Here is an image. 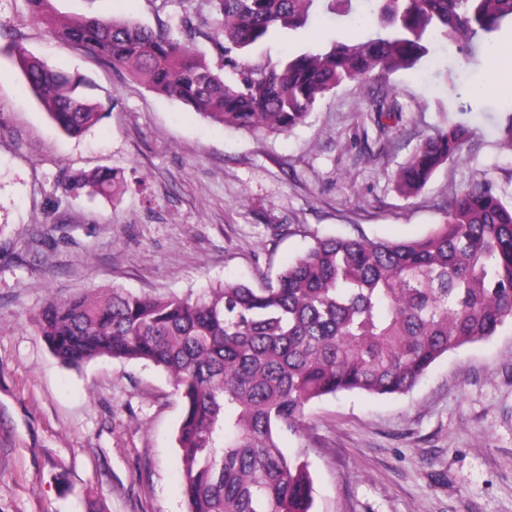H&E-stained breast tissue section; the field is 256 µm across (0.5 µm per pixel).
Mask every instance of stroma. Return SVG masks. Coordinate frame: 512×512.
<instances>
[{"mask_svg":"<svg viewBox=\"0 0 512 512\" xmlns=\"http://www.w3.org/2000/svg\"><path fill=\"white\" fill-rule=\"evenodd\" d=\"M54 6L63 18L174 33L184 16L211 18L207 0ZM363 38L323 18L267 39L250 61ZM14 39L88 79L91 98L110 103L99 121L62 132L10 56ZM489 80L439 39L422 65L341 85L290 132L237 129L58 41L26 0H0V512H187L172 378L107 356L65 365L34 326L48 298L256 287L319 238H421L478 181L512 202V155L498 132L512 100ZM373 91L399 108L382 125ZM453 122L472 131L460 158L401 196L397 169ZM103 168L117 174L116 196L61 192L69 177ZM281 445L307 455L314 512H512V326L442 357L407 393L316 400L304 431Z\"/></svg>","mask_w":512,"mask_h":512,"instance_id":"obj_1","label":"stroma"}]
</instances>
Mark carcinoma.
Instances as JSON below:
<instances>
[{"instance_id": "obj_1", "label": "carcinoma", "mask_w": 512, "mask_h": 512, "mask_svg": "<svg viewBox=\"0 0 512 512\" xmlns=\"http://www.w3.org/2000/svg\"><path fill=\"white\" fill-rule=\"evenodd\" d=\"M206 37L232 78L178 38L133 20L56 19L53 0H27L51 34L123 68L149 90L212 122L272 133L303 124L316 103L347 81L383 78L427 58L441 37L467 61L512 29V0H209ZM376 19L362 42L287 53L275 63L241 62L281 29L319 16ZM12 56L52 121L71 136L95 124L85 78L54 69L19 43ZM471 137L458 122L425 138L396 172L405 196L419 192ZM109 169L61 184L110 196ZM512 324V203L487 181L448 205L428 235L391 242L316 240L260 288L226 281L192 296L157 297L114 288L103 296L51 297L35 320L63 363L145 361L173 379L182 403L177 442L187 512H313V482L298 449L312 402L342 392L410 391L441 357L489 340Z\"/></svg>"}]
</instances>
